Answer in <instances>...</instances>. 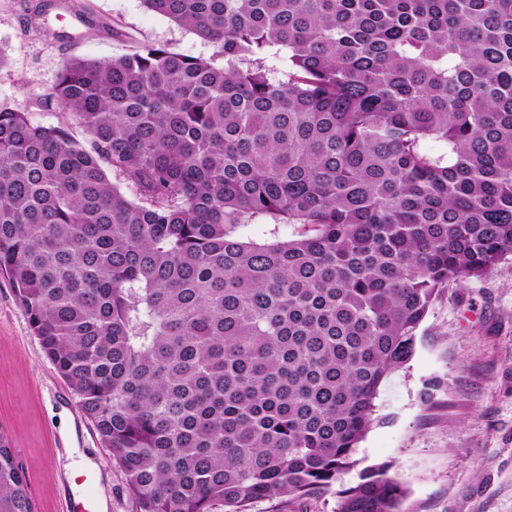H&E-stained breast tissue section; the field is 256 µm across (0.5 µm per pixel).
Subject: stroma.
<instances>
[{
    "instance_id": "stroma-1",
    "label": "stroma",
    "mask_w": 512,
    "mask_h": 512,
    "mask_svg": "<svg viewBox=\"0 0 512 512\" xmlns=\"http://www.w3.org/2000/svg\"><path fill=\"white\" fill-rule=\"evenodd\" d=\"M145 43L212 60L214 47L142 0H0V104L57 121L44 97L70 57L112 58ZM412 358L381 386L358 448L402 482L403 512H512V259L449 285L416 332ZM440 381L431 404L421 394ZM0 430L34 512H63L85 469L107 512H133L124 474L57 375L6 276L0 275ZM334 494L254 502L249 512H335Z\"/></svg>"
}]
</instances>
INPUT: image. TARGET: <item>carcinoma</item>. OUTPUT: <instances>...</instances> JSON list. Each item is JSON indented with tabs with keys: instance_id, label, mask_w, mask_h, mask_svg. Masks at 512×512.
I'll return each instance as SVG.
<instances>
[{
	"instance_id": "carcinoma-1",
	"label": "carcinoma",
	"mask_w": 512,
	"mask_h": 512,
	"mask_svg": "<svg viewBox=\"0 0 512 512\" xmlns=\"http://www.w3.org/2000/svg\"><path fill=\"white\" fill-rule=\"evenodd\" d=\"M143 2L224 63L71 57L64 119L0 106V272L135 512H402L358 448L434 301L512 257V0ZM249 508V512H334L336 496L332 493L314 494L297 500L283 496L256 501Z\"/></svg>"
}]
</instances>
